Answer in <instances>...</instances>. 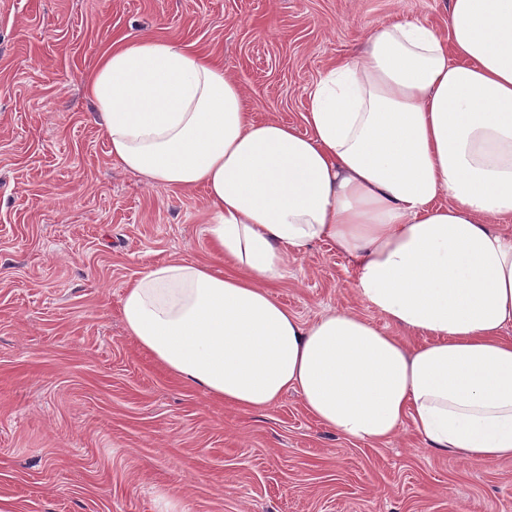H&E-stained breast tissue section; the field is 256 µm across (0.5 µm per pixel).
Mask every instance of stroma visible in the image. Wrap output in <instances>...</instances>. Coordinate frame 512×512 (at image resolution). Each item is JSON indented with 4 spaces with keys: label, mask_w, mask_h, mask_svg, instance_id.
<instances>
[{
    "label": "stroma",
    "mask_w": 512,
    "mask_h": 512,
    "mask_svg": "<svg viewBox=\"0 0 512 512\" xmlns=\"http://www.w3.org/2000/svg\"><path fill=\"white\" fill-rule=\"evenodd\" d=\"M450 0H0V504L7 512H512V458L428 450L411 424L355 443L294 391L241 411L180 382L128 336L127 284L212 262L206 194L115 163L83 75L152 36L213 54L252 118L303 128L330 60L380 25L448 23ZM327 242L272 295L302 320H369Z\"/></svg>",
    "instance_id": "stroma-1"
}]
</instances>
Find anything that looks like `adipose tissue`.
I'll use <instances>...</instances> for the list:
<instances>
[{
  "label": "adipose tissue",
  "instance_id": "adipose-tissue-1",
  "mask_svg": "<svg viewBox=\"0 0 512 512\" xmlns=\"http://www.w3.org/2000/svg\"><path fill=\"white\" fill-rule=\"evenodd\" d=\"M85 85L113 160L203 187L215 256L238 269L172 261L127 285L126 330L156 362L245 411L296 391L353 441L408 422L435 452L512 458V0H450L444 33L377 27L321 75L303 132L251 119L223 65L150 36L111 44ZM317 241L385 326L307 323L267 290Z\"/></svg>",
  "mask_w": 512,
  "mask_h": 512
}]
</instances>
